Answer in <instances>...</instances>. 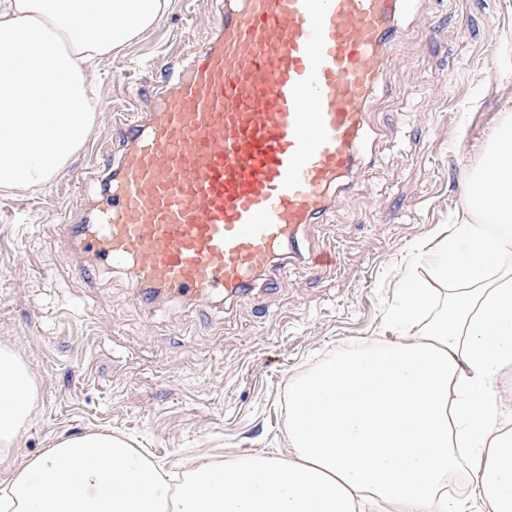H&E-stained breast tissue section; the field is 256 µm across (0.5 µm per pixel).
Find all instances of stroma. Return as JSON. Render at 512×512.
Segmentation results:
<instances>
[{"label":"stroma","mask_w":512,"mask_h":512,"mask_svg":"<svg viewBox=\"0 0 512 512\" xmlns=\"http://www.w3.org/2000/svg\"><path fill=\"white\" fill-rule=\"evenodd\" d=\"M216 10V0H174L103 66L100 113L81 156L46 190L0 194V344L21 353L39 389L18 456L90 430L132 437L166 467L191 455L285 449L290 381L336 351L397 342L386 316L405 260L451 231L462 177L512 97V6L434 0L427 16L402 21L369 103L363 152L372 167L327 223L307 230L305 248L335 262H292L287 278L246 300L151 309L121 272L80 275L84 259L57 241L51 213L63 206L74 222L88 217L105 162L125 145L115 114L134 93L141 110H159L161 63L207 43Z\"/></svg>","instance_id":"obj_1"}]
</instances>
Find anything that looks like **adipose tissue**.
I'll use <instances>...</instances> for the list:
<instances>
[{
    "label": "adipose tissue",
    "mask_w": 512,
    "mask_h": 512,
    "mask_svg": "<svg viewBox=\"0 0 512 512\" xmlns=\"http://www.w3.org/2000/svg\"><path fill=\"white\" fill-rule=\"evenodd\" d=\"M173 0H0V193L48 187L96 124L99 67ZM465 215L428 277L402 289L391 346L342 350L288 391L287 455L157 466L124 437H60L12 452L38 407L36 379L0 345V512H512V115L462 184Z\"/></svg>",
    "instance_id": "1"
}]
</instances>
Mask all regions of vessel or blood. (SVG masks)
Wrapping results in <instances>:
<instances>
[{"instance_id":"vessel-or-blood-1","label":"vessel or blood","mask_w":512,"mask_h":512,"mask_svg":"<svg viewBox=\"0 0 512 512\" xmlns=\"http://www.w3.org/2000/svg\"><path fill=\"white\" fill-rule=\"evenodd\" d=\"M421 0H223L159 111L126 148L86 223L57 210L85 274L123 270L145 303L242 300L303 255L300 232L352 190L370 99Z\"/></svg>"}]
</instances>
